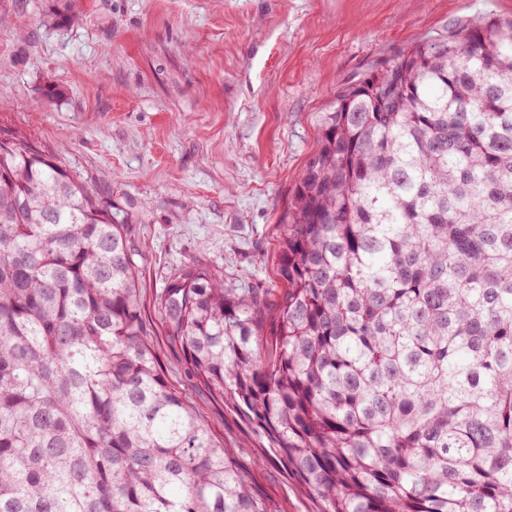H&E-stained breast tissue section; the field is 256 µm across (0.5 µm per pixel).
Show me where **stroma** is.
I'll return each mask as SVG.
<instances>
[{"label":"stroma","instance_id":"35a3bbf8","mask_svg":"<svg viewBox=\"0 0 512 512\" xmlns=\"http://www.w3.org/2000/svg\"><path fill=\"white\" fill-rule=\"evenodd\" d=\"M511 16L512 0H0V136L25 137L125 215L169 382L243 448L168 345L157 295L202 261L277 297V226L317 113L406 45ZM255 481L278 512H310L278 464Z\"/></svg>","mask_w":512,"mask_h":512}]
</instances>
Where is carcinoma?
<instances>
[{"label":"carcinoma","mask_w":512,"mask_h":512,"mask_svg":"<svg viewBox=\"0 0 512 512\" xmlns=\"http://www.w3.org/2000/svg\"><path fill=\"white\" fill-rule=\"evenodd\" d=\"M277 225L280 299L200 266L158 294L126 219L0 139V512H512V19L411 43L318 113ZM257 486L273 501L281 512H310L311 504L275 463H266L255 474Z\"/></svg>","instance_id":"carcinoma-1"}]
</instances>
